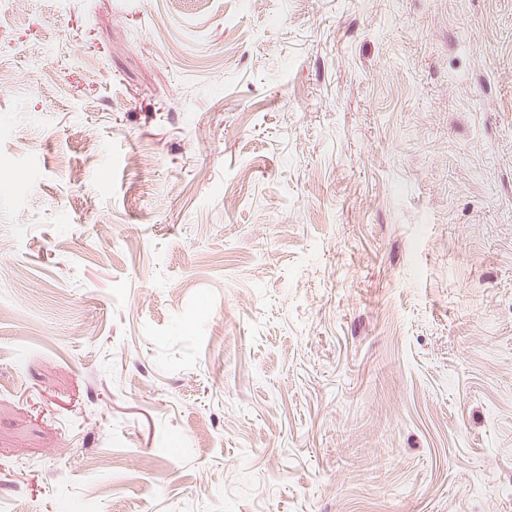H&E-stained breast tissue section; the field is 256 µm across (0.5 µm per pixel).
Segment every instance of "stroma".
I'll return each instance as SVG.
<instances>
[{"instance_id":"35a3bbf8","label":"stroma","mask_w":512,"mask_h":512,"mask_svg":"<svg viewBox=\"0 0 512 512\" xmlns=\"http://www.w3.org/2000/svg\"><path fill=\"white\" fill-rule=\"evenodd\" d=\"M0 503L512 512V0H0Z\"/></svg>"}]
</instances>
